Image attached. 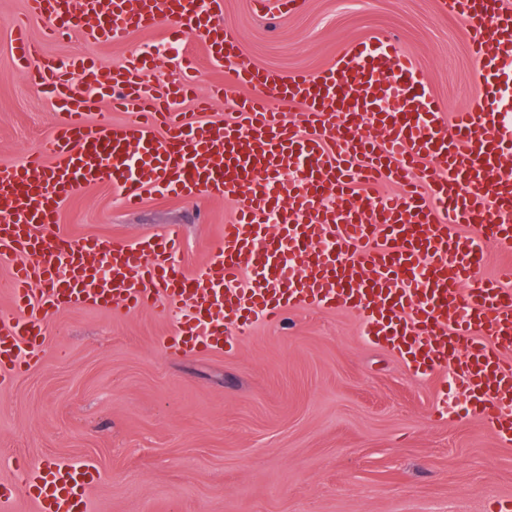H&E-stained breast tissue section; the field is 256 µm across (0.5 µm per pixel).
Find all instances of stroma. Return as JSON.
Here are the masks:
<instances>
[{
	"label": "stroma",
	"mask_w": 512,
	"mask_h": 512,
	"mask_svg": "<svg viewBox=\"0 0 512 512\" xmlns=\"http://www.w3.org/2000/svg\"><path fill=\"white\" fill-rule=\"evenodd\" d=\"M27 0H0V165L46 150L55 122L45 95L12 61V21ZM218 21L240 34L250 64L319 71L375 35L411 54L443 112L474 107L477 86L463 23L441 0H298L287 15L258 16L252 0H223ZM27 32L47 55L91 54L108 69L135 51H158L157 82L178 79L171 59L193 53L204 84L229 82L194 37L165 27L92 44L80 32ZM236 199L187 202L151 195L124 209L110 186L79 190L57 231L120 241L183 225L177 262L207 261ZM40 363L0 387V479L11 466L88 461L100 477L92 512H486L512 498V447L477 414L437 420L452 384L417 375L369 343L354 310L288 312L256 322L236 353L169 355L160 313L72 309L52 315Z\"/></svg>",
	"instance_id": "obj_1"
}]
</instances>
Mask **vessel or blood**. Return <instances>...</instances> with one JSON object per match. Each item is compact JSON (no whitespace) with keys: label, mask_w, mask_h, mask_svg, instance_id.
Masks as SVG:
<instances>
[{"label":"vessel or blood","mask_w":512,"mask_h":512,"mask_svg":"<svg viewBox=\"0 0 512 512\" xmlns=\"http://www.w3.org/2000/svg\"><path fill=\"white\" fill-rule=\"evenodd\" d=\"M459 17L481 91L478 107L443 114L411 55L380 36L345 49L316 73L282 75L238 63L230 84L202 94L197 63L185 81L155 83L154 58L134 53L105 72L94 58L45 56L22 25L13 59L46 89L58 119L48 153L0 166V265L11 269L15 314L0 319V386L40 360L47 320L73 308L162 307L176 324L160 337L172 352L227 353L256 319L294 308L355 310L373 344L421 375L449 370L464 400L512 446V265L480 276L486 248L512 251V0H442ZM221 0H29L49 35L81 27L87 41L161 24L202 39L212 61L235 57L239 37L216 16ZM91 94L75 93V80ZM232 96L222 123L195 119ZM112 98L128 114L113 123ZM194 113L180 111L182 100ZM302 109L288 123L280 104ZM383 144L362 135L364 118ZM382 180L392 193L368 191ZM105 184L129 209L152 194L181 199L242 195L209 265L175 261L180 225L129 243L50 232L73 193ZM511 215L492 222L494 212ZM464 224L478 227L462 236ZM23 483L0 481V512L26 497L34 512H90L100 472L90 462L19 461Z\"/></svg>","instance_id":"1"}]
</instances>
